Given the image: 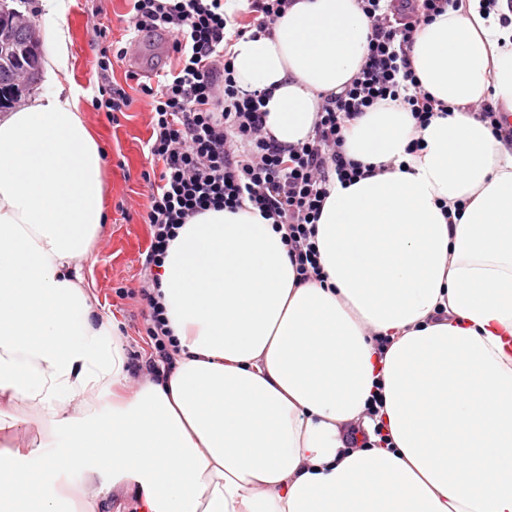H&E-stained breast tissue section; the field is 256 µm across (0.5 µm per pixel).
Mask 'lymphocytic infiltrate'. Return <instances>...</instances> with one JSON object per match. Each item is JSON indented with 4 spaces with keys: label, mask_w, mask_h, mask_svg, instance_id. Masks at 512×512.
Here are the masks:
<instances>
[{
    "label": "lymphocytic infiltrate",
    "mask_w": 512,
    "mask_h": 512,
    "mask_svg": "<svg viewBox=\"0 0 512 512\" xmlns=\"http://www.w3.org/2000/svg\"><path fill=\"white\" fill-rule=\"evenodd\" d=\"M134 34L158 29L172 36L175 63L155 84L138 86L149 114L147 153L155 170L142 214L150 227L144 268L161 266L182 224L209 209L251 204L284 226L289 256L301 279L322 274L315 226L331 187L363 174L344 150V131L383 100L402 101L417 127L443 106L423 90L409 48L421 23L440 16L449 0H358L369 21L367 57L340 95L324 97L307 141L285 146L266 131L265 92L240 96L230 47L247 33L270 31L291 0H247V18L229 27L224 0H130ZM158 277L133 295L145 302L151 342L146 371L170 370L174 340L157 299Z\"/></svg>",
    "instance_id": "f902f5d3"
}]
</instances>
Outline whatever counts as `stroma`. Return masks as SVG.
<instances>
[{"label": "stroma", "mask_w": 512, "mask_h": 512, "mask_svg": "<svg viewBox=\"0 0 512 512\" xmlns=\"http://www.w3.org/2000/svg\"><path fill=\"white\" fill-rule=\"evenodd\" d=\"M69 29L70 82L80 92L84 121L97 136L104 170L106 232L80 259L79 266L103 320L116 327L129 360L144 364L151 348L146 334L144 307L139 300L120 297V290L136 287L145 270L142 255L150 230L140 214L147 202L148 187L142 178L150 170L145 143L150 135L149 118L141 102L127 111L109 115L96 109L93 100L101 83L98 59L102 48L127 41L125 17L128 0H64ZM106 26L105 36L92 30L93 22ZM169 36L141 38L135 57L113 59L111 79L124 84L128 73L141 80L152 78L159 65L173 61Z\"/></svg>", "instance_id": "obj_1"}]
</instances>
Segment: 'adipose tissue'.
I'll use <instances>...</instances> for the list:
<instances>
[{
    "label": "adipose tissue",
    "mask_w": 512,
    "mask_h": 512,
    "mask_svg": "<svg viewBox=\"0 0 512 512\" xmlns=\"http://www.w3.org/2000/svg\"><path fill=\"white\" fill-rule=\"evenodd\" d=\"M457 3L409 52L453 112L419 129L384 102L348 124L372 171L324 202L322 276L299 280L251 206L197 215L160 269L173 368L136 381L77 265L106 223L101 159L61 83L60 0H43L52 90L0 113V410L54 434L29 442L17 414L28 450H0L1 505L63 512L72 495L102 512L133 492L144 512H512V142L475 114L512 112V0ZM367 34L357 0H292L270 34L234 41L236 86L269 92L278 142L306 141Z\"/></svg>",
    "instance_id": "adipose-tissue-1"
}]
</instances>
